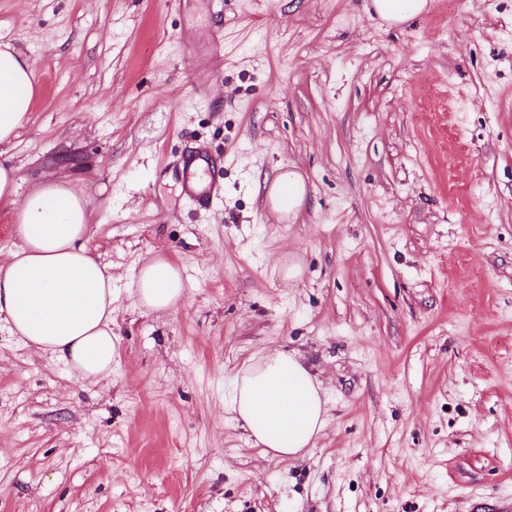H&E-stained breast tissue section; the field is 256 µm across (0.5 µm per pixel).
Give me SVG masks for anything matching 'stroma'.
Instances as JSON below:
<instances>
[{"instance_id": "obj_1", "label": "stroma", "mask_w": 512, "mask_h": 512, "mask_svg": "<svg viewBox=\"0 0 512 512\" xmlns=\"http://www.w3.org/2000/svg\"><path fill=\"white\" fill-rule=\"evenodd\" d=\"M0 0L37 75L0 156L83 194L112 273L91 382L0 324V512H494L512 502V0ZM224 156L186 202L169 164ZM306 199L267 205L283 167ZM172 256L177 307L139 306ZM293 268L284 278L282 266ZM327 399L280 460L228 407L261 350ZM428 0H370L368 11L389 25H399L422 14ZM134 285L137 302L151 311L174 309L185 288L178 264L168 256H155L145 260Z\"/></svg>"}]
</instances>
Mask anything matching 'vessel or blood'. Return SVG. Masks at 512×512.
<instances>
[{"label":"vessel or blood","mask_w":512,"mask_h":512,"mask_svg":"<svg viewBox=\"0 0 512 512\" xmlns=\"http://www.w3.org/2000/svg\"><path fill=\"white\" fill-rule=\"evenodd\" d=\"M223 167V159L213 157L203 144L181 155L175 168L181 179L184 196L195 203H204L219 196L223 190L219 179Z\"/></svg>","instance_id":"vessel-or-blood-1"}]
</instances>
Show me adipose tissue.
I'll list each match as a JSON object with an SVG mask.
<instances>
[{
    "instance_id": "obj_1",
    "label": "adipose tissue",
    "mask_w": 512,
    "mask_h": 512,
    "mask_svg": "<svg viewBox=\"0 0 512 512\" xmlns=\"http://www.w3.org/2000/svg\"><path fill=\"white\" fill-rule=\"evenodd\" d=\"M29 57L0 47V143L12 140L36 94ZM19 169L0 160V206L11 208L19 243L0 265V322L25 346L50 353L82 378L109 374L115 353L112 333V275L86 247L90 212L86 200L47 183L19 195ZM306 197L302 175L282 169L266 201L280 215H296ZM135 295L151 311L174 309L185 284L175 260H145ZM327 400L321 383L297 354L274 349L250 359L237 373L229 397L236 420L256 446L294 459L326 426Z\"/></svg>"
}]
</instances>
